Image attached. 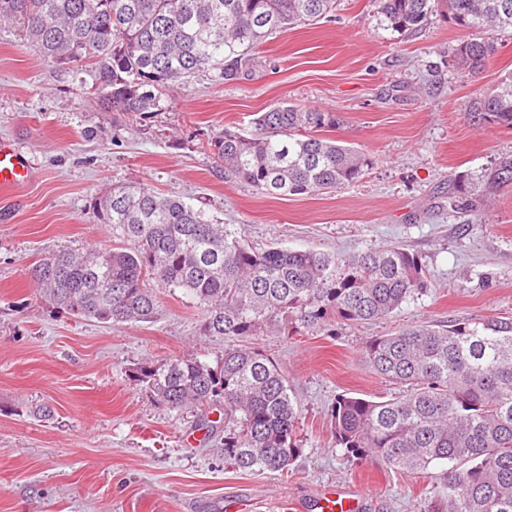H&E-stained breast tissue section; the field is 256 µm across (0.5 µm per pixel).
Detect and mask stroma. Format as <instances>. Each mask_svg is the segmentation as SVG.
<instances>
[{"label": "stroma", "mask_w": 512, "mask_h": 512, "mask_svg": "<svg viewBox=\"0 0 512 512\" xmlns=\"http://www.w3.org/2000/svg\"><path fill=\"white\" fill-rule=\"evenodd\" d=\"M464 33L442 15L416 31L383 22L376 0H336L328 18L261 44L232 81L204 76L167 93L164 112L115 125L82 92L89 75L43 59L17 28L0 29V139L32 157L31 183L0 197V512H270L328 486L363 487L365 512H428L441 467L415 477L337 448V394L397 393L372 372L363 344L411 324L512 317V127L475 119L472 104L512 73V36L484 70L457 71L448 52ZM288 102L334 113L330 138L371 160L329 194L268 198L225 179L207 143L250 132L254 113ZM96 137H85L86 129ZM483 175L473 208H451L454 183ZM144 182L226 224L255 248L326 253L400 245L428 281L392 318L329 320L248 339L273 358L303 404L302 454L288 473L224 462V431L159 405L129 374L145 358L216 363L223 341L203 335L202 309L158 289L151 323L73 318L42 298L29 269L48 253L112 245L90 205L105 188ZM48 406L51 418L37 414Z\"/></svg>", "instance_id": "obj_1"}]
</instances>
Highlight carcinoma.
I'll return each mask as SVG.
<instances>
[{
	"instance_id": "cac0c4a2",
	"label": "carcinoma",
	"mask_w": 512,
	"mask_h": 512,
	"mask_svg": "<svg viewBox=\"0 0 512 512\" xmlns=\"http://www.w3.org/2000/svg\"><path fill=\"white\" fill-rule=\"evenodd\" d=\"M333 0H0V25L17 26L40 55L93 72L84 94L132 122L166 109V91L200 73L235 78L271 36L328 17ZM444 8L466 32L448 51L456 69H484L512 33V0H378L395 31L424 26ZM473 112L512 126V77ZM253 129L229 128L210 151L224 177L267 197L333 192L357 179L365 155L322 135L336 116L281 102L255 113ZM461 177L449 205L468 207ZM120 247L52 253L30 277L69 315L102 324L149 322L151 283L202 307L203 333L224 340L212 366L196 358L147 359L129 379L176 411L224 415V460L241 471L282 472L302 453L301 403L275 361L243 344L294 318L320 329L329 316L385 319L427 290L418 257L398 246L330 255L271 246L257 251L224 224L144 183L114 185L90 205ZM370 369L401 390L380 401L340 394L332 407L336 445L356 458L424 475L448 463L431 512H512V318L412 326L365 343Z\"/></svg>"
}]
</instances>
